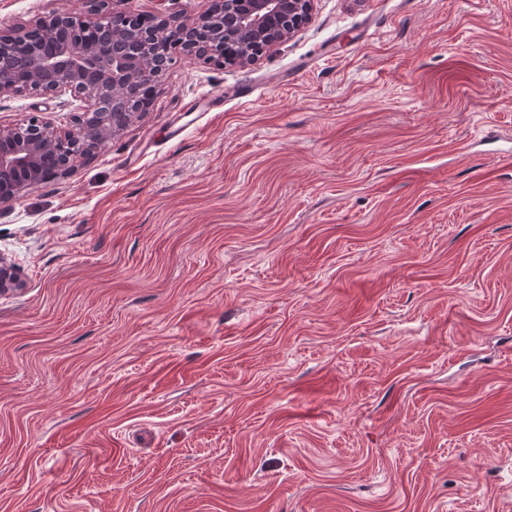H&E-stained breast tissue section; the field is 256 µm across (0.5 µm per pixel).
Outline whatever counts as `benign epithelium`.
<instances>
[{"label":"benign epithelium","mask_w":512,"mask_h":512,"mask_svg":"<svg viewBox=\"0 0 512 512\" xmlns=\"http://www.w3.org/2000/svg\"><path fill=\"white\" fill-rule=\"evenodd\" d=\"M314 0H212L207 13L175 27L161 19L150 27L155 59L144 62L138 50L104 52L98 46L73 45L62 39L50 54L33 55L15 73H0V97L22 91L42 95L73 94L84 103L63 131L36 118L14 126L0 125V209L21 193L75 171L83 159L108 144L134 113L127 98L137 90L139 103L153 97L165 70L164 52L171 43L186 44V53L242 65L288 40L310 19ZM84 33V22L56 14L40 22ZM23 28L0 30V47L28 51ZM24 282L15 267L0 257V294L18 291Z\"/></svg>","instance_id":"obj_1"}]
</instances>
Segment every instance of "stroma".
<instances>
[{"mask_svg": "<svg viewBox=\"0 0 512 512\" xmlns=\"http://www.w3.org/2000/svg\"><path fill=\"white\" fill-rule=\"evenodd\" d=\"M98 6L0 0V29ZM161 82L0 213V512H512V0H315Z\"/></svg>", "mask_w": 512, "mask_h": 512, "instance_id": "obj_1", "label": "stroma"}]
</instances>
